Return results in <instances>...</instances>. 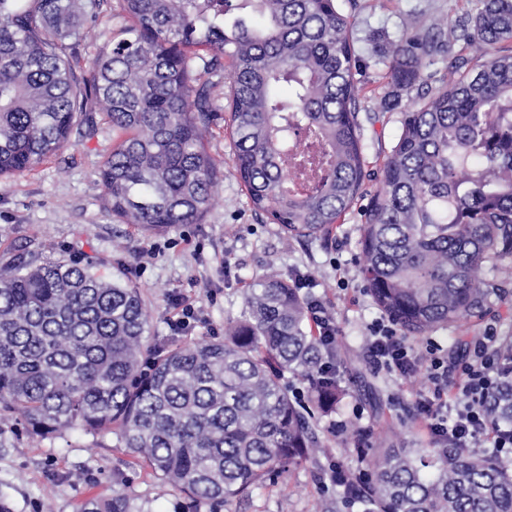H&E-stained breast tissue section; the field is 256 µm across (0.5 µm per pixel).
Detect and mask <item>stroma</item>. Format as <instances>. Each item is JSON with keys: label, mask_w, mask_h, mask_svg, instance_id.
I'll use <instances>...</instances> for the list:
<instances>
[{"label": "stroma", "mask_w": 512, "mask_h": 512, "mask_svg": "<svg viewBox=\"0 0 512 512\" xmlns=\"http://www.w3.org/2000/svg\"><path fill=\"white\" fill-rule=\"evenodd\" d=\"M336 4L353 23L351 37L360 61L358 79L364 95L359 119L372 172L364 189L370 194L401 133L404 112L441 85L452 58L466 54L463 42H456L451 53L433 59L423 82L399 88L387 78L384 48L406 31L425 27L432 18L454 23L474 15L480 2L336 0ZM96 15L95 29L72 60L76 69H88L102 33L122 23L116 0H100ZM114 141L104 115L91 113L88 124L75 126L70 146L56 158L0 182V272L51 255L129 282L151 310L148 336L154 344L171 337L167 319L173 313L172 296L189 298L200 311L199 321L183 333V340L220 338L227 322L240 317L244 292L256 278L290 281L306 273L315 282L312 295L335 316L338 340L349 361L339 370L347 392L342 406L317 421L325 454L292 470L288 478L232 501L222 512H317L320 503L335 499V486L323 485L322 477L335 462L349 468L356 465L358 439L337 433L334 424L349 419L356 407L363 411V425L385 436L391 446H425L410 394L386 375L373 372L365 360L362 338L382 312L359 273V208H352L330 237L285 243L279 225L253 209L235 172L230 131L219 119L207 136L206 149L219 163L221 179L203 222L148 232L119 222L101 200L97 180ZM489 324L503 338L512 339V284L493 291L480 316L438 330L433 337L452 350L462 338L478 335ZM369 385L381 399L377 417L365 397ZM116 488L150 512H211L208 504L189 502L180 492L164 488L118 448L114 434L76 430L62 437L33 439L15 421L0 422V503H6L9 512H76L81 499L105 496Z\"/></svg>", "instance_id": "stroma-1"}]
</instances>
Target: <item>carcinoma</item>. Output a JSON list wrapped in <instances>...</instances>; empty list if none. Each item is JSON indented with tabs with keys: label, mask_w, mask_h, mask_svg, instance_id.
Here are the masks:
<instances>
[{
	"label": "carcinoma",
	"mask_w": 512,
	"mask_h": 512,
	"mask_svg": "<svg viewBox=\"0 0 512 512\" xmlns=\"http://www.w3.org/2000/svg\"><path fill=\"white\" fill-rule=\"evenodd\" d=\"M89 69L69 58L95 19L82 0H0V181L70 145L80 112L116 143L99 172L123 224H200L220 170L205 141L217 109L202 78L224 71L234 165L255 211L285 241L327 237L362 196L352 21L336 0H118ZM462 40L468 57L405 113L362 209L360 273L407 336L481 314L487 270L512 281V0L435 20L392 45L388 76L422 79ZM224 338L152 345L139 289L67 260L0 273V409L31 437L110 431L126 453L193 502L222 507L323 453L316 416L344 389L295 285L260 278ZM307 383L297 398L288 376ZM488 418L512 422L505 384ZM360 512H512V470L493 448H393L378 435L337 486ZM78 512H146L123 491Z\"/></svg>",
	"instance_id": "obj_1"
}]
</instances>
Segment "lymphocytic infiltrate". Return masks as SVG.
I'll list each match as a JSON object with an SVG mask.
<instances>
[{"label": "lymphocytic infiltrate", "instance_id": "f902f5d3", "mask_svg": "<svg viewBox=\"0 0 512 512\" xmlns=\"http://www.w3.org/2000/svg\"><path fill=\"white\" fill-rule=\"evenodd\" d=\"M364 350L373 369L406 387L433 447L494 448L503 461L512 462V429L491 425L484 411L485 403L512 381V360L504 357L494 326L470 337L464 357L453 364L440 343L416 346L389 318L369 326Z\"/></svg>", "mask_w": 512, "mask_h": 512}]
</instances>
